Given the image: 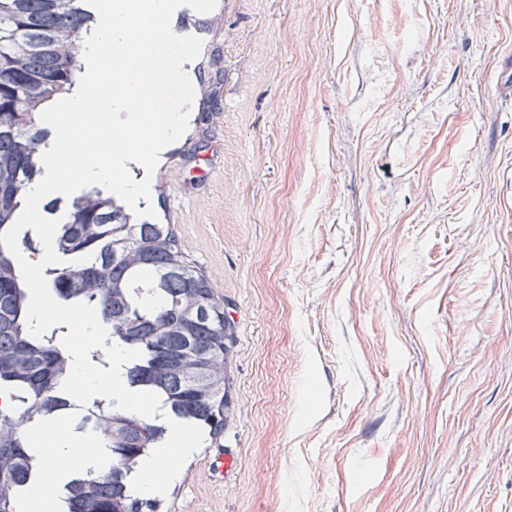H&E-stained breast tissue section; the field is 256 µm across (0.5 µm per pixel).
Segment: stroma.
Here are the masks:
<instances>
[{"instance_id":"1","label":"stroma","mask_w":512,"mask_h":512,"mask_svg":"<svg viewBox=\"0 0 512 512\" xmlns=\"http://www.w3.org/2000/svg\"><path fill=\"white\" fill-rule=\"evenodd\" d=\"M217 5L172 18L148 204L226 301L235 420L158 512H512V0Z\"/></svg>"}]
</instances>
